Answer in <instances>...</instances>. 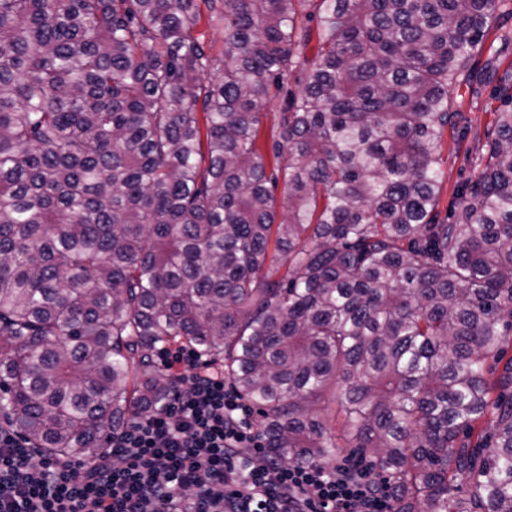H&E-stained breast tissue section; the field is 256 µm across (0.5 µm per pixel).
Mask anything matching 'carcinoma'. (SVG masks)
Segmentation results:
<instances>
[{"instance_id": "carcinoma-1", "label": "carcinoma", "mask_w": 512, "mask_h": 512, "mask_svg": "<svg viewBox=\"0 0 512 512\" xmlns=\"http://www.w3.org/2000/svg\"><path fill=\"white\" fill-rule=\"evenodd\" d=\"M506 13L0 0V418L94 459L169 398L151 357L180 342L281 461L367 460L397 512H512V64L439 212L450 89Z\"/></svg>"}]
</instances>
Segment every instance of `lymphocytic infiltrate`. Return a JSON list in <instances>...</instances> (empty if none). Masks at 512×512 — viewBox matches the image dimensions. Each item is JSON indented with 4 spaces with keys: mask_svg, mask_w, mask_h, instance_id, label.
Returning a JSON list of instances; mask_svg holds the SVG:
<instances>
[{
    "mask_svg": "<svg viewBox=\"0 0 512 512\" xmlns=\"http://www.w3.org/2000/svg\"><path fill=\"white\" fill-rule=\"evenodd\" d=\"M172 385L88 464L45 456L0 425V512H395L362 461L284 463L251 411L193 349L159 350Z\"/></svg>",
    "mask_w": 512,
    "mask_h": 512,
    "instance_id": "1",
    "label": "lymphocytic infiltrate"
}]
</instances>
